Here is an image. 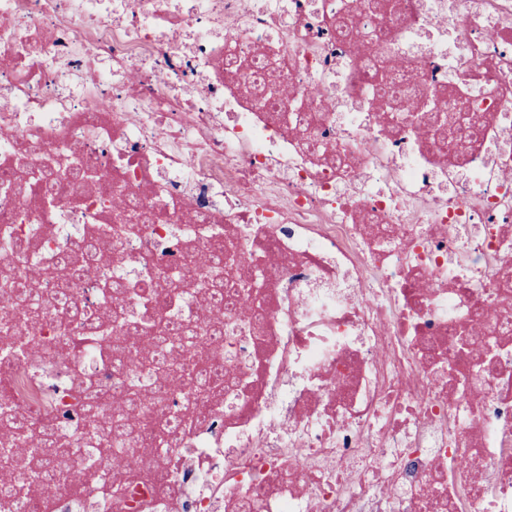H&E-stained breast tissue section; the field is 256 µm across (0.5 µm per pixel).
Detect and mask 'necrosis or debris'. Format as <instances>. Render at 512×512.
I'll use <instances>...</instances> for the list:
<instances>
[{
	"instance_id": "necrosis-or-debris-1",
	"label": "necrosis or debris",
	"mask_w": 512,
	"mask_h": 512,
	"mask_svg": "<svg viewBox=\"0 0 512 512\" xmlns=\"http://www.w3.org/2000/svg\"><path fill=\"white\" fill-rule=\"evenodd\" d=\"M0 0V174L98 172L79 205L0 193V235L28 257L66 253L105 223L109 196L161 221L104 237L96 283H155L224 241L226 275L258 290L260 325L224 318L223 343L185 370L230 389L180 388L198 421L162 456L117 467L91 440L32 487L51 512H512V0ZM347 17L349 42L335 21ZM238 71L224 67L228 57ZM275 80L259 102L248 75ZM413 78L417 111L373 85ZM475 118L449 145L443 121ZM117 400L127 373L100 337L57 338L0 375V401L78 433L76 379Z\"/></svg>"
}]
</instances>
